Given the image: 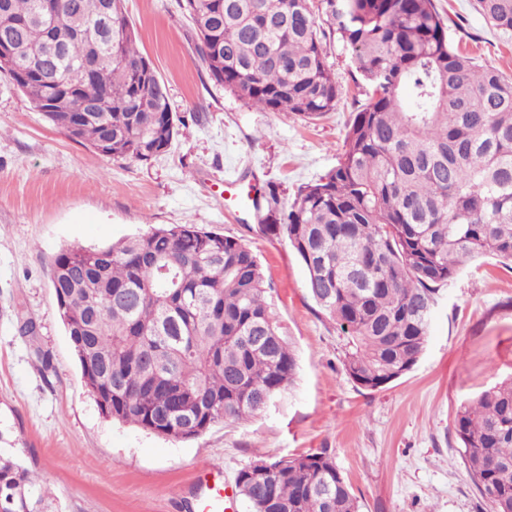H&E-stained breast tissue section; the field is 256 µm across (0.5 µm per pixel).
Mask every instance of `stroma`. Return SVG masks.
I'll return each instance as SVG.
<instances>
[{
	"label": "stroma",
	"mask_w": 512,
	"mask_h": 512,
	"mask_svg": "<svg viewBox=\"0 0 512 512\" xmlns=\"http://www.w3.org/2000/svg\"><path fill=\"white\" fill-rule=\"evenodd\" d=\"M451 43L512 76V39L494 33L474 0H434ZM137 47L164 81L182 122L147 162L112 159L50 123L0 74V439L33 471L48 512H198L202 464L212 484L257 459L328 450L361 512H494L468 476L452 426L462 401L512 375V268L466 263L441 291L414 369L375 391L346 374L347 339L310 298L287 239L224 198L225 184L282 204L336 166L363 103L350 53L328 38L340 95L305 122L262 112L208 75L181 0H126ZM195 224L248 245L265 297L296 357L293 385L246 423L197 437H159L105 418L61 323L47 259L106 246L149 227ZM35 332L22 334L23 321ZM49 367H42V358Z\"/></svg>",
	"instance_id": "1"
}]
</instances>
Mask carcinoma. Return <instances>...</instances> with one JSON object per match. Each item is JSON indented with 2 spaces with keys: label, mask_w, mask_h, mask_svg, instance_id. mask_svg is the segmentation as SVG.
I'll use <instances>...</instances> for the list:
<instances>
[{
  "label": "carcinoma",
  "mask_w": 512,
  "mask_h": 512,
  "mask_svg": "<svg viewBox=\"0 0 512 512\" xmlns=\"http://www.w3.org/2000/svg\"><path fill=\"white\" fill-rule=\"evenodd\" d=\"M0 0L4 70L39 111L97 153L148 161L178 133L165 85L136 46L124 0ZM184 0L211 79L262 112L314 121L339 90L324 41L351 53L364 103L336 167L298 188L273 223L307 271L309 296L347 334L343 368L366 390L410 372L438 294L465 263L512 264V78L454 48L434 0ZM512 37V0H476ZM96 61L86 75L75 63ZM57 313L102 414L171 439L261 414L296 358L265 298L256 255L194 224L152 228L47 261ZM453 429L468 474L512 512V377L462 402ZM249 463L251 512H360L323 449ZM32 473L0 452V512H47Z\"/></svg>",
  "instance_id": "cac0c4a2"
}]
</instances>
